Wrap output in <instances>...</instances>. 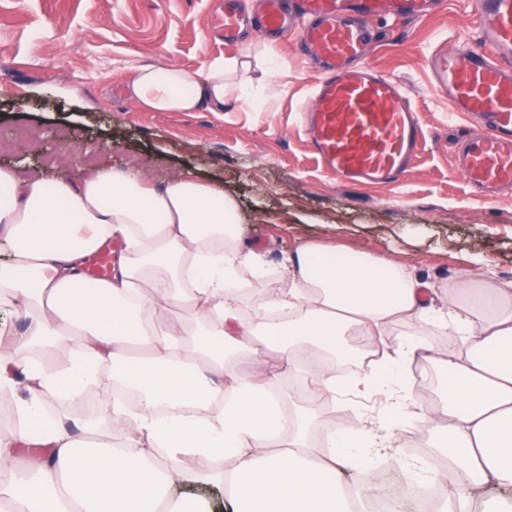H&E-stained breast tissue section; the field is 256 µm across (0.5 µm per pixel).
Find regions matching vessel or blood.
<instances>
[{"instance_id": "obj_1", "label": "vessel or blood", "mask_w": 512, "mask_h": 512, "mask_svg": "<svg viewBox=\"0 0 512 512\" xmlns=\"http://www.w3.org/2000/svg\"><path fill=\"white\" fill-rule=\"evenodd\" d=\"M437 0H263L258 18L224 0V43L256 27L259 36L302 28L295 49L318 71L306 128L322 164L345 184L398 178L421 137L417 109L398 80L365 66L371 24L427 16ZM479 48H435L427 59L437 91L475 123L456 157L479 192H512V0H474Z\"/></svg>"}]
</instances>
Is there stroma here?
I'll return each instance as SVG.
<instances>
[{"label":"stroma","mask_w":512,"mask_h":512,"mask_svg":"<svg viewBox=\"0 0 512 512\" xmlns=\"http://www.w3.org/2000/svg\"><path fill=\"white\" fill-rule=\"evenodd\" d=\"M222 0H0V167L58 160L77 180L103 161L143 170L163 186L186 170L237 201L243 238L264 267L239 274L250 313L287 282L299 244L345 245L405 265L437 290L479 262L486 279L512 280V193L476 192L455 164L470 126L430 81L439 45H477L469 0H443L419 21L377 19L367 65L405 81L422 128L417 156L398 178L344 184L318 160L301 121L315 75L293 38L247 34L224 44L213 20ZM249 55L246 95L224 111L143 112L129 98L130 69L166 63L203 73ZM464 337L431 326L405 372L411 399L436 405L448 385L439 362Z\"/></svg>","instance_id":"35a3bbf8"}]
</instances>
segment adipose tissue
Wrapping results in <instances>:
<instances>
[{
	"label": "adipose tissue",
	"instance_id": "adipose-tissue-1",
	"mask_svg": "<svg viewBox=\"0 0 512 512\" xmlns=\"http://www.w3.org/2000/svg\"><path fill=\"white\" fill-rule=\"evenodd\" d=\"M248 66L226 59L192 74L151 63L126 89L147 112H220L233 98L228 77ZM237 224L233 199L188 174L157 188L132 166L102 163L78 181L0 167V311L24 317L0 327V403L22 422L0 434V512H168L184 458L205 466L217 456L242 460L212 474L228 512H353L342 470L365 482L371 460L424 416L441 435L443 479L512 489V281L482 285L465 269L439 306L434 288L392 259L306 243L288 257L287 287L245 320L238 271L259 261ZM114 239L126 245L118 268L89 281L85 258ZM181 302L192 323L172 320ZM399 317L418 323L412 338L388 337ZM434 324L468 340L442 362L448 386L436 410L402 398L374 425L339 423L318 448L306 443L308 413L285 421L269 383L234 368L274 356L332 408L340 390L364 397L402 383ZM350 335L385 338L382 369L339 380L355 358ZM35 351L65 359L40 368ZM107 363L140 405L112 401L106 425L87 422L82 439L59 422L42 426L46 398L80 403ZM126 429L136 433L128 451L113 450L109 437Z\"/></svg>",
	"mask_w": 512,
	"mask_h": 512
}]
</instances>
